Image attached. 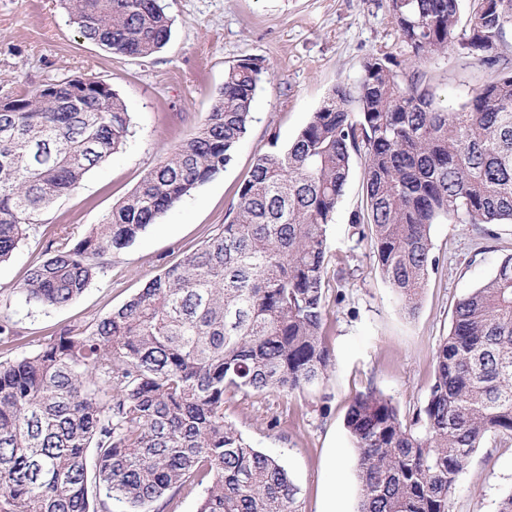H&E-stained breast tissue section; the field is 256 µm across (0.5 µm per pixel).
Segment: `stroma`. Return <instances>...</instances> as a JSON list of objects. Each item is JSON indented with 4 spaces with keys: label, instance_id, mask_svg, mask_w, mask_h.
I'll return each instance as SVG.
<instances>
[{
    "label": "stroma",
    "instance_id": "1",
    "mask_svg": "<svg viewBox=\"0 0 512 512\" xmlns=\"http://www.w3.org/2000/svg\"><path fill=\"white\" fill-rule=\"evenodd\" d=\"M387 0H164L172 22L168 44L141 59L111 55L85 40L64 0H0V100L65 78L109 85L124 101L130 128L123 146L92 169L79 189L55 200L0 264V321L19 340L0 344L18 359L63 330L100 319L151 279L200 247L224 223L271 136L288 143L327 93L353 85L364 57L394 40ZM252 57L272 73L257 90L253 121L233 161L160 215L126 248L104 257L86 290L64 307L25 303L18 292L30 267L60 232L80 239L101 223L163 153L205 123L224 73ZM424 72L440 105L455 107L489 76L451 50L429 58ZM363 167L354 158L329 231L331 268L345 280L326 289L325 342L332 366L319 384L292 393L253 392L224 404V419L256 448L280 455L300 488L299 512H355L356 453L344 428L353 398L374 387L404 417L423 406L436 351L448 335L457 300L488 279L512 252V224L484 239L461 224L432 227L439 260L421 304L406 314L383 280L376 257L350 222L362 209ZM512 488V444L486 442L474 453L449 498V512H497Z\"/></svg>",
    "mask_w": 512,
    "mask_h": 512
}]
</instances>
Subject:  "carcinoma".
<instances>
[{"label":"carcinoma","instance_id":"obj_1","mask_svg":"<svg viewBox=\"0 0 512 512\" xmlns=\"http://www.w3.org/2000/svg\"><path fill=\"white\" fill-rule=\"evenodd\" d=\"M81 35L109 54L149 58L169 41L160 0H65ZM388 0L397 42L369 54L288 145L272 138L219 232L131 300L72 326L18 360L0 361V512H143L188 483L198 512H298L281 459L224 421L238 394L293 392L323 379L329 226L352 161L364 160L354 213L380 273L414 312L438 264L432 226L482 236L512 222V0ZM453 47L490 71L457 108L425 85L424 59ZM268 70L242 59L204 125L176 145L79 240L63 234L19 293L63 307L101 259L131 243L230 164ZM72 80L0 101V263L57 198L123 144L124 102ZM345 429L356 451L357 512H448L473 454L512 442V254L458 299L436 352L434 382L412 418L374 387Z\"/></svg>","mask_w":512,"mask_h":512}]
</instances>
